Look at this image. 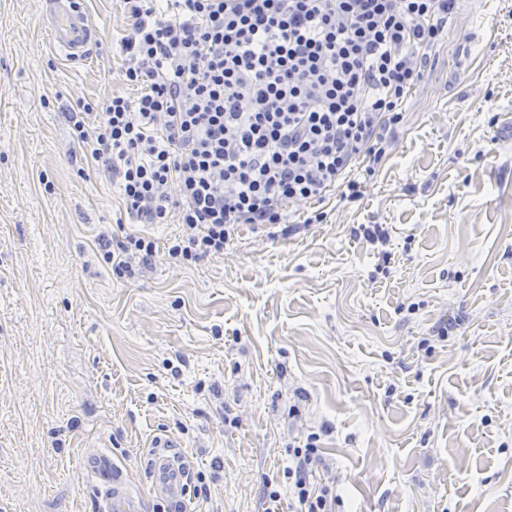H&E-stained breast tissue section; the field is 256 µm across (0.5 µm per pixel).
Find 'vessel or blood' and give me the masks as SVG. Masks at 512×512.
<instances>
[{
	"instance_id": "b4317fda",
	"label": "vessel or blood",
	"mask_w": 512,
	"mask_h": 512,
	"mask_svg": "<svg viewBox=\"0 0 512 512\" xmlns=\"http://www.w3.org/2000/svg\"><path fill=\"white\" fill-rule=\"evenodd\" d=\"M44 17L53 45L69 59H83L97 39V28L82 0H45ZM177 446L167 433L156 434L143 458L142 477L138 480L115 463L110 454H86L82 466L95 479L104 512H139L138 496L130 493L134 486L139 487V496L165 501L171 512H187L196 463Z\"/></svg>"
}]
</instances>
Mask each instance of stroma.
Segmentation results:
<instances>
[{"label": "stroma", "mask_w": 512, "mask_h": 512, "mask_svg": "<svg viewBox=\"0 0 512 512\" xmlns=\"http://www.w3.org/2000/svg\"><path fill=\"white\" fill-rule=\"evenodd\" d=\"M83 5L73 64L44 0H0V512H101L82 455L135 471L160 431L194 512H293L312 433L336 512H512V0H462L363 200L188 266L72 142L78 100L138 94L124 0ZM126 232L157 256L120 277L96 238Z\"/></svg>", "instance_id": "stroma-1"}]
</instances>
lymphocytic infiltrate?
<instances>
[{
	"mask_svg": "<svg viewBox=\"0 0 512 512\" xmlns=\"http://www.w3.org/2000/svg\"><path fill=\"white\" fill-rule=\"evenodd\" d=\"M120 39L134 98L66 113L73 142L119 186L142 224L177 214L182 264L223 254L242 224H321L355 203L382 163L403 107L459 0H125ZM97 244L113 273L148 265L153 240ZM317 435L288 469L296 512H336L315 479Z\"/></svg>",
	"mask_w": 512,
	"mask_h": 512,
	"instance_id": "lymphocytic-infiltrate-1",
	"label": "lymphocytic infiltrate"
}]
</instances>
